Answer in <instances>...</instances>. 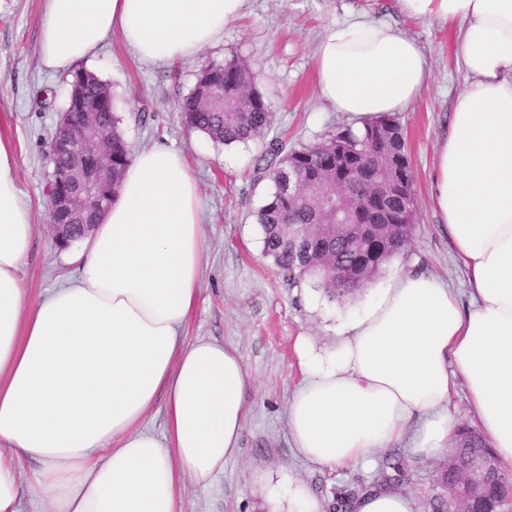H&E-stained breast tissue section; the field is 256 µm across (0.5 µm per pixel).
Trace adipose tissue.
<instances>
[{"label": "adipose tissue", "mask_w": 512, "mask_h": 512, "mask_svg": "<svg viewBox=\"0 0 512 512\" xmlns=\"http://www.w3.org/2000/svg\"><path fill=\"white\" fill-rule=\"evenodd\" d=\"M244 0H46L41 54L65 70L119 33L169 64L223 34ZM403 14L457 29L468 81L435 147L431 200L466 278L468 302L415 269L339 328L296 336L301 375L287 406L298 454L329 469L449 451L465 391L474 424L512 471V0H396ZM321 97L363 128L405 109L429 77L419 44L364 15L316 51ZM12 137L0 130V512L41 495L47 512H183L236 455L253 378L239 350L183 329L205 244L193 171L175 151H135L117 199L77 243L74 275L29 304L20 271L33 224ZM166 403V433L145 421ZM31 463L20 477V462ZM267 512H323L284 469L255 473ZM354 512H418L412 494L373 488Z\"/></svg>", "instance_id": "ef3b65f1"}]
</instances>
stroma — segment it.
I'll list each match as a JSON object with an SVG mask.
<instances>
[{
  "label": "stroma",
  "instance_id": "stroma-1",
  "mask_svg": "<svg viewBox=\"0 0 512 512\" xmlns=\"http://www.w3.org/2000/svg\"><path fill=\"white\" fill-rule=\"evenodd\" d=\"M362 11L415 39L430 64L420 94L395 115L414 172L416 220L406 250L393 257L366 290L348 301H332L308 282L289 284L264 253L255 214L269 185L252 183L258 145L211 142L186 126L178 104L205 64L239 55L258 73L260 89L276 115L275 133L288 145L315 143L351 127L350 119L321 98L314 55L337 20ZM44 19L45 0H0V125L11 131L18 184L31 202L34 234L21 277L32 304L69 270L67 253L55 245L47 226L52 171L48 142L66 106L69 76L42 64ZM455 41V31L405 16L395 0H245L223 35L193 56L167 65L148 63L112 34L80 61V68L111 85L115 112L131 147L166 145L182 154L194 171L205 249L199 298L185 335L190 341L204 337L237 347L254 378L237 456L225 463L208 489L187 487L183 512H262L250 480L257 469L286 468L323 501L324 512H333L337 493L377 480L378 470L319 468L295 452L286 420L288 399L299 382L293 342L301 333L333 342L339 325L411 265L465 292L452 242L430 199L435 144L447 133L452 99L465 85L455 62ZM47 87L53 88V95H44ZM401 463L395 488L425 503L433 493L439 459L405 457Z\"/></svg>",
  "mask_w": 512,
  "mask_h": 512
}]
</instances>
